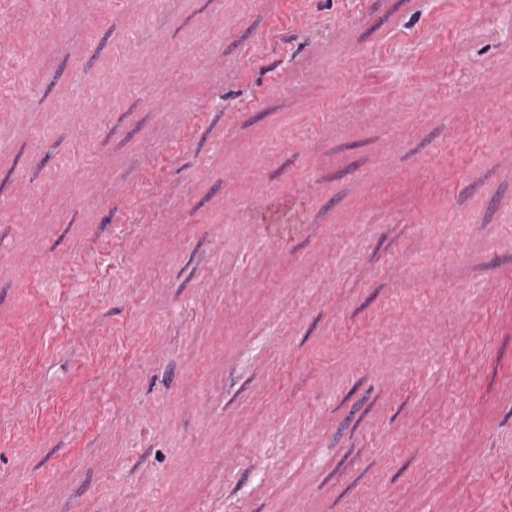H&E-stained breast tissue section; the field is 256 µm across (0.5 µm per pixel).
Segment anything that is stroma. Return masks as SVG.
<instances>
[{"label":"stroma","instance_id":"1","mask_svg":"<svg viewBox=\"0 0 512 512\" xmlns=\"http://www.w3.org/2000/svg\"><path fill=\"white\" fill-rule=\"evenodd\" d=\"M0 174V512H512V0H0ZM264 206L265 198L259 200ZM258 224H264L266 236L273 244L281 243L288 237V233L294 228V225L288 223V214L280 209H268L266 206L262 209L261 217L257 221Z\"/></svg>","mask_w":512,"mask_h":512}]
</instances>
